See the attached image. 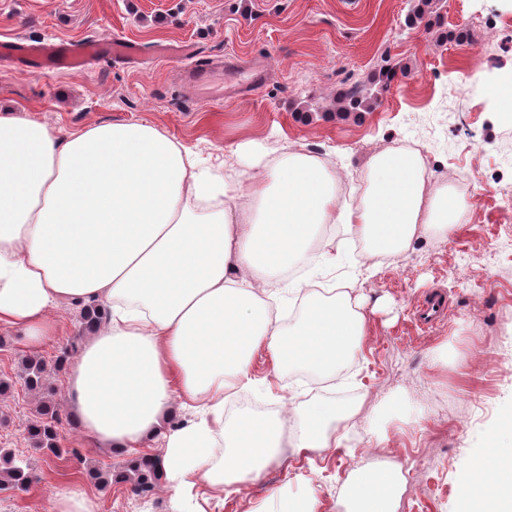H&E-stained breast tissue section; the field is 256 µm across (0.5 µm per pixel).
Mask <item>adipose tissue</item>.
Instances as JSON below:
<instances>
[{"label":"adipose tissue","mask_w":512,"mask_h":512,"mask_svg":"<svg viewBox=\"0 0 512 512\" xmlns=\"http://www.w3.org/2000/svg\"><path fill=\"white\" fill-rule=\"evenodd\" d=\"M246 169L199 166L150 122L63 131L0 106V328L37 346L56 335L52 309L78 302L108 312L65 376L77 428L103 447L131 452L157 438L174 489L198 483L233 493L281 463L282 419L224 421L226 394L247 387L254 356L275 368L333 375L363 350L362 297L328 296L294 279L298 322L287 328L264 297L273 279L314 260L326 225L366 245L369 274L420 235L463 223L465 198L428 184L418 152L391 149L367 164L363 188L338 196L336 169L307 153L268 158L241 143ZM201 418L164 427L174 399ZM355 415L333 401L297 416L293 455L342 448ZM403 467L354 470L346 512H396ZM463 512H512V414L491 432L459 481Z\"/></svg>","instance_id":"ef3b65f1"}]
</instances>
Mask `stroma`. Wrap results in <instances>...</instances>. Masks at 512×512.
<instances>
[{
	"instance_id": "35a3bbf8",
	"label": "stroma",
	"mask_w": 512,
	"mask_h": 512,
	"mask_svg": "<svg viewBox=\"0 0 512 512\" xmlns=\"http://www.w3.org/2000/svg\"><path fill=\"white\" fill-rule=\"evenodd\" d=\"M490 8L512 25V0H445L444 28L473 38L441 42L425 27H405L409 0H0V43L121 36L145 50L136 63L99 61L49 76L0 59V101L50 125L76 130L143 119L216 167L251 139L274 154L310 150L345 175L344 197L360 185L370 157L412 142L424 149L430 183L465 173L473 187L464 224L417 240L373 277L360 272L359 242L342 227L330 229L343 256L310 278L350 283L377 303L362 356L321 378L299 367L274 370L261 353L254 384L237 393L275 411L316 400L359 406L351 448L312 469L269 467L222 499L203 485L176 491L164 481L146 501L129 484L102 489L88 479V468L126 458L73 425L61 431L65 455L31 449L26 425L36 398L17 386L0 394V448L30 458L35 477L24 489L0 492V512H50L56 495L75 486L97 498L99 512H273L275 493L294 495L307 484L319 512H345L341 490L350 472L381 460L404 467L397 512H460V475L512 409V207L502 200L512 187V115L476 88L512 81V40L478 28ZM182 42L195 46L196 64L227 58L242 69L186 87L180 61L152 53ZM385 57L403 67L378 87L374 109L337 116L343 86L366 79ZM252 63L264 64L267 75L250 95L216 97V88L245 79ZM433 294L449 313L421 323L418 310ZM441 345L444 368L432 357ZM72 448L79 458L69 456Z\"/></svg>"
}]
</instances>
